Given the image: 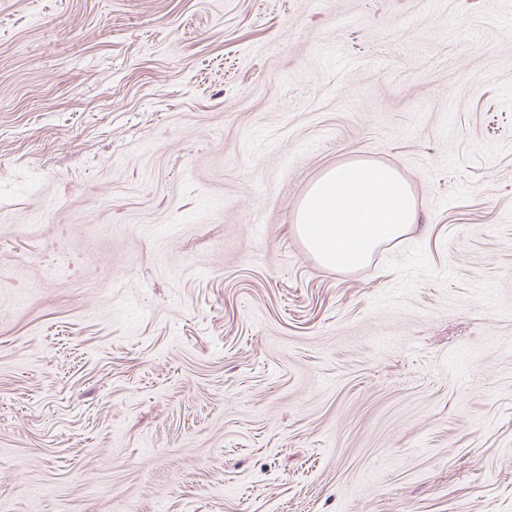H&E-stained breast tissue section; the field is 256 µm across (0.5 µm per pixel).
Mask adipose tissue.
I'll use <instances>...</instances> for the list:
<instances>
[{"instance_id":"adipose-tissue-1","label":"adipose tissue","mask_w":512,"mask_h":512,"mask_svg":"<svg viewBox=\"0 0 512 512\" xmlns=\"http://www.w3.org/2000/svg\"><path fill=\"white\" fill-rule=\"evenodd\" d=\"M415 200L395 170L365 161L341 163L310 187L296 213V228L324 267L364 266L374 250L412 231Z\"/></svg>"}]
</instances>
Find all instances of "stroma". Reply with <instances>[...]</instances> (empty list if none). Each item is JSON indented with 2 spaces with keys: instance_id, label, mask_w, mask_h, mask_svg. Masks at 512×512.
<instances>
[{
  "instance_id": "1",
  "label": "stroma",
  "mask_w": 512,
  "mask_h": 512,
  "mask_svg": "<svg viewBox=\"0 0 512 512\" xmlns=\"http://www.w3.org/2000/svg\"><path fill=\"white\" fill-rule=\"evenodd\" d=\"M0 512H512V0H0ZM419 223L408 184L395 170L365 161L341 163L310 187L296 213L309 252L326 268L364 266L374 250Z\"/></svg>"
}]
</instances>
